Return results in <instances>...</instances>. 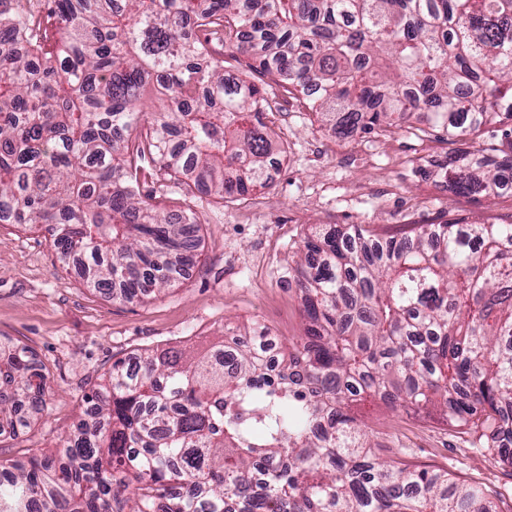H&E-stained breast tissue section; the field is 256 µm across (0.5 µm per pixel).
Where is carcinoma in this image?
<instances>
[{
  "label": "carcinoma",
  "instance_id": "carcinoma-1",
  "mask_svg": "<svg viewBox=\"0 0 512 512\" xmlns=\"http://www.w3.org/2000/svg\"><path fill=\"white\" fill-rule=\"evenodd\" d=\"M0 0V223L46 225L63 258L125 298L180 282L198 185L267 188L274 97L228 78L231 45L339 138L425 112L456 145L458 194L512 186V0ZM182 197L139 193L142 162ZM303 334L285 382L262 330L228 353L143 351L86 396L62 444L0 482V512H496L481 487L379 460L356 403L440 412L512 467V224L315 225L294 246ZM47 367L0 346V430L46 408ZM182 495L171 494L174 486ZM496 130L497 127L494 126L485 127L483 131H481L479 135L470 142L469 150L475 151V153H479L476 151H483L480 152V154L490 153L502 155V153L498 151L509 153L510 148L508 140L501 135V132H497ZM490 149H494L493 151L497 152H492Z\"/></svg>",
  "mask_w": 512,
  "mask_h": 512
}]
</instances>
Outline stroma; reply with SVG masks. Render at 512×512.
I'll return each mask as SVG.
<instances>
[{
    "label": "stroma",
    "instance_id": "1",
    "mask_svg": "<svg viewBox=\"0 0 512 512\" xmlns=\"http://www.w3.org/2000/svg\"><path fill=\"white\" fill-rule=\"evenodd\" d=\"M266 122L287 154L273 183L231 203L200 192L202 242L185 278L158 298L110 297L60 257L46 228L0 223V342L28 347L48 370V409L28 430L0 433V463L25 460L68 432L113 361L150 350L198 352L266 327L280 346L301 333L300 298L287 270L311 225L369 224L399 237L448 219L512 224V187L491 196L451 191L443 177L455 146L425 113L381 135L335 137L297 101L279 97ZM378 458L445 469L482 486L512 512V467L469 447L436 412L361 405Z\"/></svg>",
    "mask_w": 512,
    "mask_h": 512
}]
</instances>
